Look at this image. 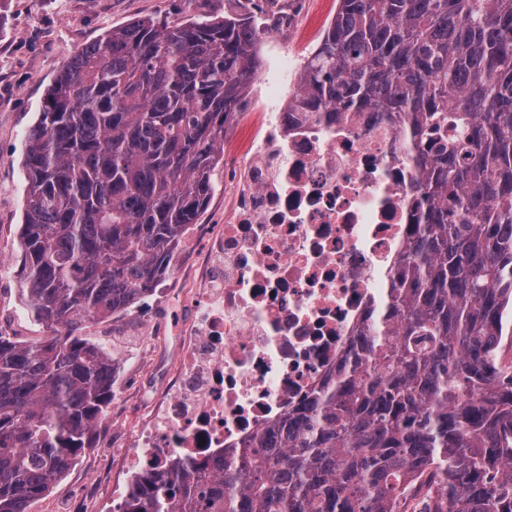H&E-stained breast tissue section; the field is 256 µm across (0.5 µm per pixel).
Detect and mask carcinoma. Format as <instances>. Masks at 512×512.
I'll list each match as a JSON object with an SVG mask.
<instances>
[{"instance_id":"carcinoma-1","label":"carcinoma","mask_w":512,"mask_h":512,"mask_svg":"<svg viewBox=\"0 0 512 512\" xmlns=\"http://www.w3.org/2000/svg\"><path fill=\"white\" fill-rule=\"evenodd\" d=\"M243 16L142 18L84 46L24 139L26 311L0 336V512H29L114 398L78 332L132 311L170 271L224 165L259 69ZM395 112L421 224L336 382L225 461L135 479L119 512H394L431 471L437 512H512V0H339L290 112Z\"/></svg>"}]
</instances>
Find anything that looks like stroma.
Here are the masks:
<instances>
[{
  "mask_svg": "<svg viewBox=\"0 0 512 512\" xmlns=\"http://www.w3.org/2000/svg\"><path fill=\"white\" fill-rule=\"evenodd\" d=\"M225 2L206 0L198 7L188 0H0V323L9 325L12 341L30 344L48 335L26 312L19 288V227L26 189L22 149L46 88L79 48L130 20L220 19ZM300 10L302 37L285 38L275 45L284 59L297 66L320 43L336 14V0H300ZM197 256L196 243L181 242L169 273L155 287L159 329L154 335L143 334L133 312L89 322L83 329V336L106 347L117 359L120 382L114 387L107 424L98 425L88 448L81 450L60 481L32 503L30 512H68L70 493L77 486L86 492L88 512H101L112 458L100 446L104 439L118 437L124 410L145 405L167 387L178 341L162 327L170 317L185 318L191 313L180 297L193 281Z\"/></svg>",
  "mask_w": 512,
  "mask_h": 512,
  "instance_id": "stroma-1",
  "label": "stroma"
}]
</instances>
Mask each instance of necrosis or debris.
Listing matches in <instances>:
<instances>
[{
	"instance_id": "obj_1",
	"label": "necrosis or debris",
	"mask_w": 512,
	"mask_h": 512,
	"mask_svg": "<svg viewBox=\"0 0 512 512\" xmlns=\"http://www.w3.org/2000/svg\"><path fill=\"white\" fill-rule=\"evenodd\" d=\"M403 125L385 112H282L271 101L242 159L224 161L214 225L186 300L169 388L115 445L112 501L138 475L244 447L331 382L417 229ZM431 475L395 512H426Z\"/></svg>"
}]
</instances>
